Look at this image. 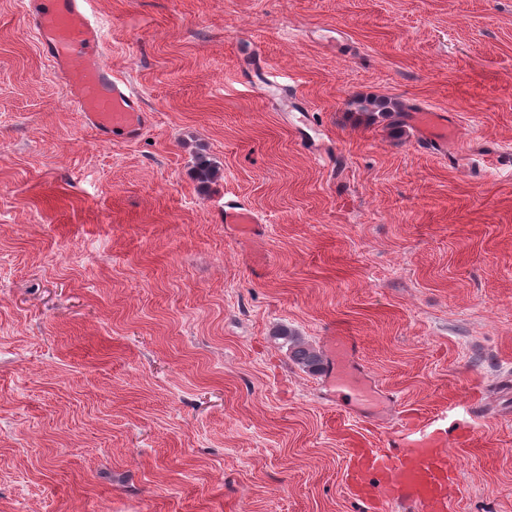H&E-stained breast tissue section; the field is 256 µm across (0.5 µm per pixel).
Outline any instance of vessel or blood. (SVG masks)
Segmentation results:
<instances>
[{
  "instance_id": "b4317fda",
  "label": "vessel or blood",
  "mask_w": 512,
  "mask_h": 512,
  "mask_svg": "<svg viewBox=\"0 0 512 512\" xmlns=\"http://www.w3.org/2000/svg\"><path fill=\"white\" fill-rule=\"evenodd\" d=\"M91 4L92 0H27L30 25L84 123L100 135L117 132L134 141L153 116L128 81L103 67L104 34ZM411 119L420 128L426 148L444 152L455 145V132L446 114L416 112ZM224 222L241 240L248 242L257 236L254 212L240 201H225ZM330 346L339 382L352 387L357 403L370 400L371 384L354 366L348 337L333 338ZM447 446V416L428 421L405 418L387 432L382 447L351 449L356 494H363L366 478L376 477L383 481L393 502L419 505L427 512H446L450 486Z\"/></svg>"
}]
</instances>
